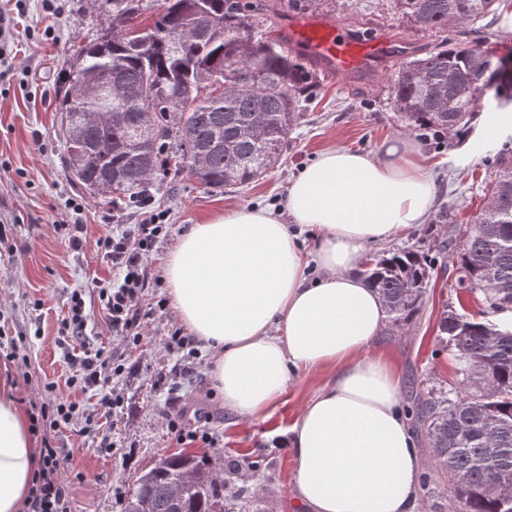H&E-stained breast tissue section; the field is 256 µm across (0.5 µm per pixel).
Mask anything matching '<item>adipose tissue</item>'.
<instances>
[{
    "instance_id": "obj_1",
    "label": "adipose tissue",
    "mask_w": 512,
    "mask_h": 512,
    "mask_svg": "<svg viewBox=\"0 0 512 512\" xmlns=\"http://www.w3.org/2000/svg\"><path fill=\"white\" fill-rule=\"evenodd\" d=\"M435 193L405 142L378 155L337 146L297 175L283 208L226 209L168 255L171 309L209 352L226 409L262 418L292 381L329 372L283 433L304 512H415L423 461L399 377L370 351L388 312L358 269L369 244L426 223ZM39 465L0 370V512H26Z\"/></svg>"
}]
</instances>
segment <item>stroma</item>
<instances>
[{
    "label": "stroma",
    "instance_id": "obj_1",
    "mask_svg": "<svg viewBox=\"0 0 512 512\" xmlns=\"http://www.w3.org/2000/svg\"><path fill=\"white\" fill-rule=\"evenodd\" d=\"M25 0L15 30V57L8 78L0 80V219L7 222L0 237V326L19 339L20 359L5 360L22 406L67 399L80 404L85 421L62 426L52 441L70 458L62 477L68 485L72 512H122L124 498L139 472L161 456L179 451L180 443L167 426V415L182 409L204 413L203 426L216 441L208 448L196 442L190 451L207 460L225 481L226 492L247 488L263 501L266 512H299L293 500L292 461L277 433L290 426L305 403L324 385L328 375L309 373L290 384L267 419L243 420L226 412L210 379L183 385L174 392L155 388L160 369L171 368L178 356L171 336L186 329L171 308L156 312L138 345L112 335L98 300L97 284L114 277L112 263L100 241L141 223L143 212L113 211L106 199L91 197L67 176L65 147L58 132L62 77L72 63V46L99 26L102 19L92 0ZM315 17L340 23L352 35L379 34L396 44L398 57L375 70H357L340 77L320 73L311 100L303 102L305 117L289 135L282 160L251 185L212 191L188 176L168 175L154 189L150 207L164 213L167 235L147 256L149 302L167 299L163 266L168 252L187 225L209 220L238 206L282 205L289 183L316 155L329 146L345 145L374 154L401 139L418 149L436 185L434 212H454L458 223L469 222L486 203L485 184L494 169L488 151L501 147L498 134L474 153L409 131L388 99L391 76L403 58L415 50H430L449 42H486L498 55H512L502 42L512 32V0H499L495 14L474 25L424 31L401 20L392 0H325ZM82 204L74 214L73 204ZM79 220V245H72L62 224ZM448 227L428 222L422 229L379 245L372 254L397 250L428 251L434 240H445ZM457 277L453 263L438 272L414 320L398 327L386 324L371 351L390 360L398 373L405 405L428 390L447 389L455 377L449 355L432 357L440 312L454 302ZM85 300L86 334L109 352L123 354L135 368L119 378L123 404L105 413L101 394L68 384L72 369L60 349L62 320L72 292ZM107 434L110 447L100 445ZM259 470H251V462Z\"/></svg>",
    "mask_w": 512,
    "mask_h": 512
}]
</instances>
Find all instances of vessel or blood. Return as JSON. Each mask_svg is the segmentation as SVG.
<instances>
[{"mask_svg": "<svg viewBox=\"0 0 512 512\" xmlns=\"http://www.w3.org/2000/svg\"><path fill=\"white\" fill-rule=\"evenodd\" d=\"M290 41L317 59L329 74L340 76L355 69H370L393 56L395 48L382 37L349 39L330 20L293 17L288 26Z\"/></svg>", "mask_w": 512, "mask_h": 512, "instance_id": "vessel-or-blood-1", "label": "vessel or blood"}]
</instances>
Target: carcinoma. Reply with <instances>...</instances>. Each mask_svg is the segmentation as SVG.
I'll list each match as a JSON object with an SVG mask.
<instances>
[{
  "instance_id": "1",
  "label": "carcinoma",
  "mask_w": 512,
  "mask_h": 512,
  "mask_svg": "<svg viewBox=\"0 0 512 512\" xmlns=\"http://www.w3.org/2000/svg\"><path fill=\"white\" fill-rule=\"evenodd\" d=\"M498 0H394L401 17L425 30L474 22ZM104 22L78 43L65 78L59 123L69 178L114 209L129 208L164 181L169 166L196 168L207 189L244 187L266 173L288 148L301 119L300 104L318 84L308 56L270 34L278 14L266 0H164L152 20L143 0H100ZM144 27L149 46L125 41L128 23ZM205 24L204 38L178 34ZM108 72L116 85L106 89ZM498 82L512 99V62L482 44L441 48L411 57L395 72L389 96L407 129L437 139L467 133L476 101ZM152 80L159 110L148 113L135 96ZM487 205L469 225L448 228L436 255L404 250L370 258L361 275L385 303L394 324L420 310L437 256L455 245L457 304L444 306L434 355L456 361L448 390L428 391L409 409L428 439L434 468L421 479L429 491L437 471L454 481L446 512H512V327L496 318L512 311V153L497 154ZM482 296L487 310L471 314ZM145 503L148 512H226L224 483L188 453L160 457L142 470L123 512Z\"/></svg>"
}]
</instances>
